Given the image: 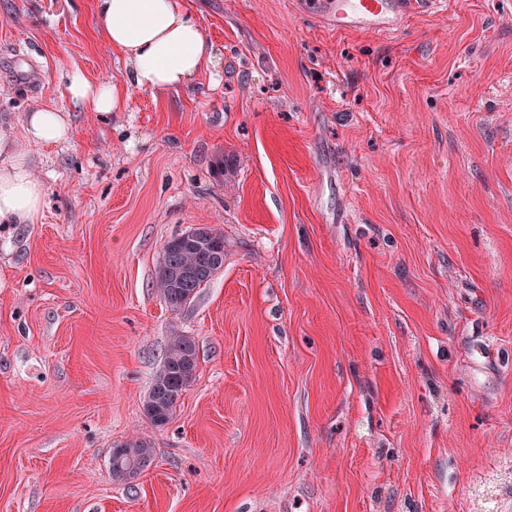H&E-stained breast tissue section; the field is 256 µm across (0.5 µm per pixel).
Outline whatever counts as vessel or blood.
Returning <instances> with one entry per match:
<instances>
[{"label": "vessel or blood", "instance_id": "1", "mask_svg": "<svg viewBox=\"0 0 512 512\" xmlns=\"http://www.w3.org/2000/svg\"><path fill=\"white\" fill-rule=\"evenodd\" d=\"M445 0H304L307 13L329 17L334 29L387 36L411 17L441 11Z\"/></svg>", "mask_w": 512, "mask_h": 512}]
</instances>
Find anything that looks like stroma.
Instances as JSON below:
<instances>
[{
	"label": "stroma",
	"mask_w": 512,
	"mask_h": 512,
	"mask_svg": "<svg viewBox=\"0 0 512 512\" xmlns=\"http://www.w3.org/2000/svg\"><path fill=\"white\" fill-rule=\"evenodd\" d=\"M216 79L71 112L0 228V512H512V17L447 0L387 37L299 0H185ZM119 81L93 0H0V136ZM224 266L171 310L173 236ZM198 366L143 412L171 337ZM151 466L112 477L113 447ZM154 460V448L142 440L119 443L112 450V477L124 480L132 477L135 470H145Z\"/></svg>",
	"instance_id": "obj_1"
}]
</instances>
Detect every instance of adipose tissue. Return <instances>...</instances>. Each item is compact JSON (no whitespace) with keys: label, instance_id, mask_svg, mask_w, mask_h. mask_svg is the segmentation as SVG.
Listing matches in <instances>:
<instances>
[{"label":"adipose tissue","instance_id":"ef3b65f1","mask_svg":"<svg viewBox=\"0 0 512 512\" xmlns=\"http://www.w3.org/2000/svg\"><path fill=\"white\" fill-rule=\"evenodd\" d=\"M100 38L123 62L121 81H92L72 73L63 89L71 109L107 115L127 109L129 89L177 91L211 75L215 48L184 0H94ZM68 112L40 107L26 116L24 138L0 137V223L37 224L44 217L46 190L27 161L31 144L69 141Z\"/></svg>","mask_w":512,"mask_h":512}]
</instances>
